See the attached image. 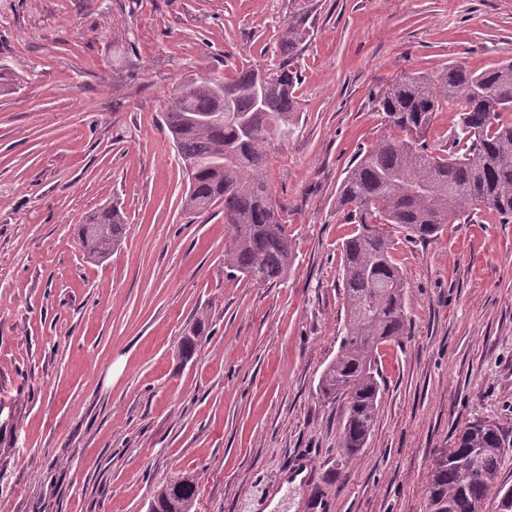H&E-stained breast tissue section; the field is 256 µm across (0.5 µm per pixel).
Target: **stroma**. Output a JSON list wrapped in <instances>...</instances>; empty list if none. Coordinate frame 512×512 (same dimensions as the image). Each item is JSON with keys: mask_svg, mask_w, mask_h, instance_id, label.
Segmentation results:
<instances>
[{"mask_svg": "<svg viewBox=\"0 0 512 512\" xmlns=\"http://www.w3.org/2000/svg\"><path fill=\"white\" fill-rule=\"evenodd\" d=\"M298 129L269 155L295 242L283 284L224 267V205L185 214L163 113L185 81L272 65L288 19ZM512 61V0H0V512H146L198 477L196 512H425L434 460L473 421L512 440V223L486 215L397 240L411 335L380 350L366 448L319 380L344 321L336 190L385 131L372 93L457 62ZM116 202L121 247L76 228ZM207 316L192 359L185 328ZM126 229L124 213L117 204L104 205L85 215L77 235L87 261L98 263L117 251Z\"/></svg>", "mask_w": 512, "mask_h": 512, "instance_id": "stroma-1", "label": "stroma"}]
</instances>
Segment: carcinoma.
Segmentation results:
<instances>
[{"label": "carcinoma", "mask_w": 512, "mask_h": 512, "mask_svg": "<svg viewBox=\"0 0 512 512\" xmlns=\"http://www.w3.org/2000/svg\"><path fill=\"white\" fill-rule=\"evenodd\" d=\"M309 15L293 13L285 32L288 57L268 68L246 66L229 77L183 84L168 100L164 124L186 169L183 209L203 214L220 201L229 241L224 267L257 285L283 280L294 261L288 225L274 208L267 159L296 128L297 72L292 60L305 39ZM390 135L358 153L336 192V210L353 231L340 245L345 321L338 350L323 370L319 390L346 401L340 451L353 458L376 423L381 384L379 351L411 336L405 282L394 258V235L426 241L445 226L493 213L512 222V62L481 72L451 64L433 75L407 74L373 97ZM444 104L457 107L458 130L435 150L425 135ZM118 205H105L78 224L88 262L118 250L126 235ZM205 332L199 319L180 338L182 360ZM506 442L501 427L472 422L454 447L435 460L425 499L433 512H481L496 484ZM197 477L184 473L156 487L154 512H193Z\"/></svg>", "instance_id": "obj_1"}]
</instances>
